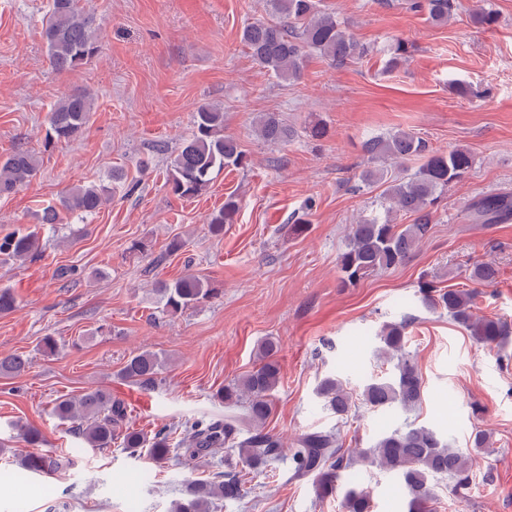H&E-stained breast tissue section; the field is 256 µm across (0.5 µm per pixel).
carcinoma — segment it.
<instances>
[{"mask_svg":"<svg viewBox=\"0 0 512 512\" xmlns=\"http://www.w3.org/2000/svg\"><path fill=\"white\" fill-rule=\"evenodd\" d=\"M280 21H255L247 24L241 40L251 57L266 74L282 81L301 78L308 59L318 55L335 66L361 59L368 48L350 32L338 14L323 5V0H264ZM406 8L426 16L436 25L453 18L456 0H406ZM474 23L490 27L497 22L494 10L478 4L472 10ZM42 37L52 69L58 73L88 63L99 50L93 15L86 0H50L46 19L42 21ZM411 57V47L398 40L391 47L388 67L397 69ZM94 101L85 90L61 97L47 114L48 141H71L79 138L90 121ZM259 137L266 143L286 145L298 137V130L279 112H265L255 121ZM362 151L367 167L360 173L357 188L382 183L386 185L378 212L364 216L350 226L348 243L339 254L337 266L343 286H355L382 271L406 262L433 229L437 205L452 184L460 181L473 167V153L465 147L440 151L429 141L407 131H395L363 141ZM420 161L413 172L405 164ZM246 165V154L239 141L224 133V108L214 104L198 106L190 134L183 138L167 167L166 184L173 195L196 197L207 191L213 175L229 167ZM38 172L34 154L18 148L0 159V195H8L32 181ZM122 169L112 170L109 183L90 182L74 186L60 196L58 204L47 206L37 214L40 224L60 223V213L75 214L83 219L97 213L112 200V185L122 182ZM239 203L233 196L224 199L211 214L212 233L224 232V225L235 223ZM472 221L477 224H499L512 220V194L499 192L480 194L468 204ZM406 216L409 224L398 223ZM40 257L39 234L35 230L18 229L0 237V263L33 261ZM497 271L490 262H475L466 280L471 288H441L432 280L419 284V301L430 311L444 310L464 328L478 344L502 349L512 338V325L500 318L477 317L473 313L477 286H487L496 279ZM153 294L171 315L209 302L220 295V289L206 277L186 274L172 282H159ZM410 318L384 323L377 333L379 359L397 356L392 376L374 379L354 396L339 376H326L316 387V396L325 409L346 419L359 405L375 409L411 410L423 398V382L417 365L406 353L405 345ZM279 342L273 337L257 346V366L242 378L217 391L227 407L245 408L244 420L227 417L222 422L188 418L181 432L165 425L152 434L128 428H117L126 421L125 404L104 389L88 390L78 396H61L54 400L51 413L68 433L92 449L112 447L119 440L123 448L135 453L145 449L151 459L162 464L176 455L187 464L218 453L225 447L241 449L245 463L259 468L279 456L284 444L281 437L267 429L273 415L274 392L280 384ZM166 361L151 351L131 354L118 371V377L145 389L155 387ZM30 367L23 354H0V375L16 376ZM248 425V435L241 437V422ZM17 438L26 446L38 448L42 442L39 429L11 423ZM294 474L314 476L316 490L322 498L337 491L338 479L353 471L356 464H370L397 476L407 512H431L433 490L429 477L446 474L454 482L455 492L469 496L474 485L472 457L454 450L435 431L426 427L395 429L381 435L370 447L353 453L343 450L337 434L315 431L304 434L290 449ZM22 466L35 474H50L59 468L60 459L51 455L28 453ZM245 478L238 474H218L209 482L189 481L184 496L173 502L171 512H210L214 503L237 500L244 496ZM341 512H372L370 492L357 486L345 490Z\"/></svg>","mask_w":512,"mask_h":512,"instance_id":"cac0c4a2","label":"carcinoma"}]
</instances>
